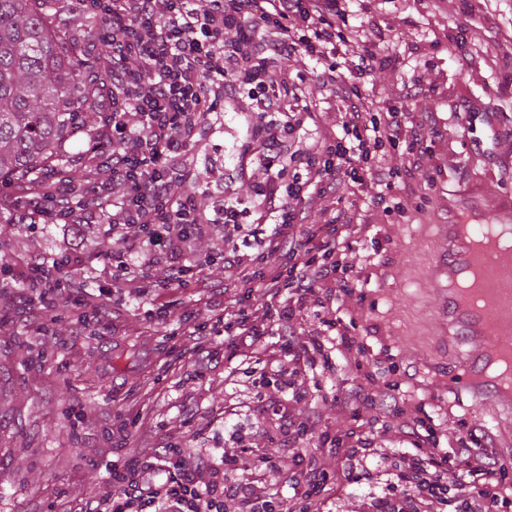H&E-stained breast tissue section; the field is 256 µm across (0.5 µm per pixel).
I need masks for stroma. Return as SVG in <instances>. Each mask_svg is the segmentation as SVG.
<instances>
[{
    "label": "stroma",
    "mask_w": 512,
    "mask_h": 512,
    "mask_svg": "<svg viewBox=\"0 0 512 512\" xmlns=\"http://www.w3.org/2000/svg\"><path fill=\"white\" fill-rule=\"evenodd\" d=\"M350 25L372 30L388 27L391 59L367 78L366 88L381 105L403 107L427 149L410 157L386 147L382 166L397 172L392 188L370 178H346L336 197L340 207L370 208L372 222L346 252V276L355 281L336 313L350 335L364 346L357 364L335 362L327 374L305 378V396H292L284 379L263 364L266 349L299 353L310 319L278 335L254 284H240V271L225 266L220 237L190 241L187 257L202 262L204 288H155L141 298L112 280L114 248L107 225L92 224L77 238L63 234L50 217L28 226H0V253L8 275L0 277V512H82L107 482L112 451L105 436L125 426L132 446H179L183 456L221 454L237 449L228 480L253 479L261 456L287 459L277 416L257 412L258 400H276L293 420L318 410L321 431L300 440L303 448H327L332 439L376 431L370 442V478L338 477L323 493L327 512H373L388 497L391 473L410 461L396 440L402 426L432 429L440 448L457 447L460 437L478 428L483 406L470 398L448 397V359L434 345L437 308L428 289L431 260L441 242L430 227L461 220L466 213L489 219L495 207L512 200V0H352ZM466 39L469 57L459 64L448 50ZM421 94L404 99L405 88ZM469 110L468 122L453 116L455 105ZM243 105L224 107V123L195 153L201 207L212 203L227 176L241 194H252L266 171L246 163L238 147L247 136ZM401 199L405 213L391 210ZM70 252L66 268L72 299L102 292L112 318L96 335H75L66 308L49 312V333L42 341L28 334L26 308L14 303L36 255ZM237 284V298L259 329L264 345L242 356L212 339L209 356L183 361L189 345L180 314L192 307L206 322L223 305L218 290ZM167 312L155 324L151 307ZM417 368L407 375L405 365ZM396 386L401 410L385 412L370 403L337 409L333 394L366 390L379 395Z\"/></svg>",
    "instance_id": "stroma-1"
}]
</instances>
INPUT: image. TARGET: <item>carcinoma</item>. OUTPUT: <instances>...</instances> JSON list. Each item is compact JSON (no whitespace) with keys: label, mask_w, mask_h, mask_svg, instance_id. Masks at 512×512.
Returning a JSON list of instances; mask_svg holds the SVG:
<instances>
[{"label":"carcinoma","mask_w":512,"mask_h":512,"mask_svg":"<svg viewBox=\"0 0 512 512\" xmlns=\"http://www.w3.org/2000/svg\"><path fill=\"white\" fill-rule=\"evenodd\" d=\"M47 0H0V183L68 172L67 145L109 83L88 70L84 29L60 30Z\"/></svg>","instance_id":"1"}]
</instances>
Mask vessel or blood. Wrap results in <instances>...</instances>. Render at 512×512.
I'll return each mask as SVG.
<instances>
[{"label": "vessel or blood", "mask_w": 512, "mask_h": 512, "mask_svg": "<svg viewBox=\"0 0 512 512\" xmlns=\"http://www.w3.org/2000/svg\"><path fill=\"white\" fill-rule=\"evenodd\" d=\"M433 237L443 242L442 250L433 255L434 282H447L449 276L462 272L467 260L458 248L452 227L435 224L431 227ZM504 286L500 292L490 294L487 309L479 315L462 308L459 301L448 292L437 293V331L440 339L462 340L471 347V355L457 358L454 375L448 382V392L454 397L469 395L473 401L491 408L495 417L512 415V400L503 401L495 386H475L468 380L469 373L478 371L489 353L499 348H512V331L499 334L495 327L501 318L512 319V268L503 276Z\"/></svg>", "instance_id": "b4317fda"}]
</instances>
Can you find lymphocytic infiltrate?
Instances as JSON below:
<instances>
[{
    "instance_id": "f902f5d3",
    "label": "lymphocytic infiltrate",
    "mask_w": 512,
    "mask_h": 512,
    "mask_svg": "<svg viewBox=\"0 0 512 512\" xmlns=\"http://www.w3.org/2000/svg\"><path fill=\"white\" fill-rule=\"evenodd\" d=\"M79 9L103 18L112 35V70L108 92L112 114L99 127L80 186L50 175L32 198L21 202L19 223L52 208L57 223L106 221L118 245L112 253V275L130 287L147 291L182 287L196 279L184 253L192 237L212 227L233 230L225 264L258 274L262 295L279 330L291 332L303 315L320 318L347 284L336 273L351 239L369 226L370 210L340 209L336 191L342 177L365 174L388 186L392 170L375 159L385 146L405 145L408 153L424 148V137L409 131L408 114L389 107L370 117L372 102L365 80L387 60L377 34L348 28L351 0H75ZM355 53L342 67L331 60L341 48ZM299 54L321 70L315 77L291 74L280 61ZM318 81L346 104L338 132L301 147L295 135L302 126L291 109L305 102L311 81ZM233 99L246 105L244 157L263 167L268 177L249 199L225 188L210 209L197 203L195 169L185 163L198 144L209 139ZM186 185L173 195L175 185ZM321 200L331 218L306 223L310 200ZM136 227L128 238L126 227ZM281 264L269 265L266 253ZM192 345L182 356L209 355L211 339L228 336L231 346L257 345L262 332L245 310L212 309L204 325H188ZM363 351L345 332L329 335L314 327L307 332V366L328 369L333 353L352 363ZM492 433L460 439L452 455L433 449L413 456L396 474L394 487H408L418 498H438L447 489L460 496L479 493L483 512H501L508 502L497 489L498 462ZM356 448H333L323 463L302 471L301 492L291 512H323L319 494L333 477L336 463L355 457ZM114 486L85 512H223L225 495L237 498L239 512H273V499L258 500L255 481L227 485L221 476L228 457L212 455L185 463L179 448L168 443L139 455L116 449ZM456 467H449V458ZM210 473L202 483L201 473Z\"/></svg>"
}]
</instances>
